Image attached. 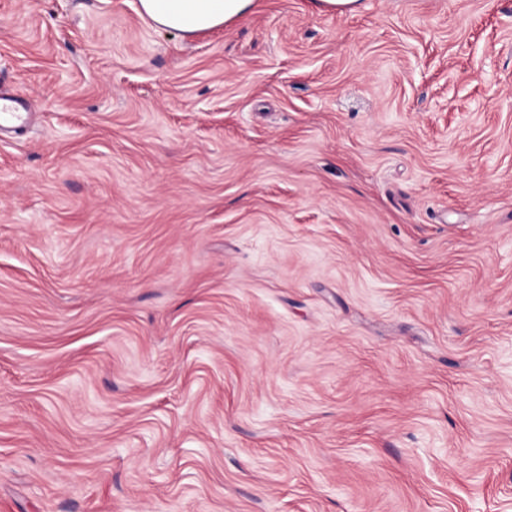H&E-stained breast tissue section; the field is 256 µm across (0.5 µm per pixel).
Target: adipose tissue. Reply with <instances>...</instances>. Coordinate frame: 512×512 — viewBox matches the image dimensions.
Wrapping results in <instances>:
<instances>
[{
	"label": "adipose tissue",
	"instance_id": "adipose-tissue-1",
	"mask_svg": "<svg viewBox=\"0 0 512 512\" xmlns=\"http://www.w3.org/2000/svg\"><path fill=\"white\" fill-rule=\"evenodd\" d=\"M254 4L255 0H139V12L162 29L194 36L237 19Z\"/></svg>",
	"mask_w": 512,
	"mask_h": 512
}]
</instances>
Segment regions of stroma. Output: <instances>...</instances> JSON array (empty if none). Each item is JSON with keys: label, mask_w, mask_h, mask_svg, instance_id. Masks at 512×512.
<instances>
[{"label": "stroma", "mask_w": 512, "mask_h": 512, "mask_svg": "<svg viewBox=\"0 0 512 512\" xmlns=\"http://www.w3.org/2000/svg\"><path fill=\"white\" fill-rule=\"evenodd\" d=\"M0 512H512V0H0ZM255 0H139L141 16L158 27L194 36L248 13Z\"/></svg>", "instance_id": "35a3bbf8"}]
</instances>
